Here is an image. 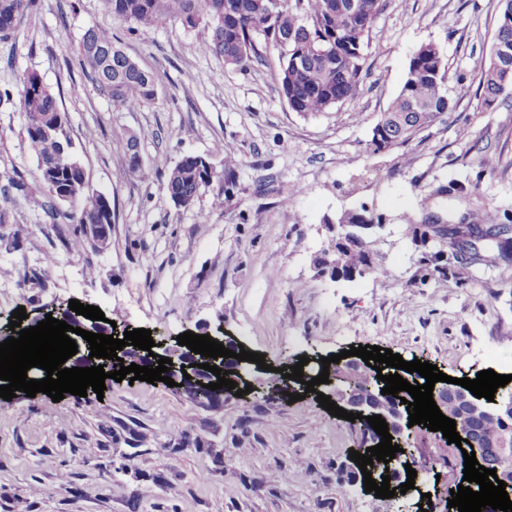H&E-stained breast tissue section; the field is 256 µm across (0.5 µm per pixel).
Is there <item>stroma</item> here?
Here are the masks:
<instances>
[{"label":"stroma","instance_id":"1","mask_svg":"<svg viewBox=\"0 0 512 512\" xmlns=\"http://www.w3.org/2000/svg\"><path fill=\"white\" fill-rule=\"evenodd\" d=\"M498 0H387L376 21L358 93L327 112H292L275 80L276 54L248 70L226 66L201 29L173 22L130 32L102 0H36L17 31L0 38V93L25 72L57 94L92 190L114 201L107 251L78 253L68 220L18 203L0 219V327L25 307L37 318L70 300L118 325L169 339L208 327L264 354L250 369L257 393L199 404L162 382L107 381L103 395L39 393L0 399V512H452L460 451L441 433L411 437L416 489L398 501L352 482L357 423L332 416L316 395L291 403L261 393L268 367L371 345L456 378L512 362V259L464 273L425 265L410 223L458 218L482 207L512 226V98L484 109L473 57L490 52ZM91 27L112 32L155 77L154 103L113 111L75 51ZM435 43L448 66L454 108L408 144L367 150L399 92L410 57ZM136 136L152 176L124 165L119 143ZM234 146L235 185L202 188L175 207L165 174L184 155L223 159ZM495 159L485 167L484 156ZM367 180H360L361 172ZM40 185L17 99L0 102V189ZM464 183L466 198L434 196ZM368 206L386 222L368 242L385 274L319 276L325 221ZM31 282L20 283V270ZM288 470V481L277 480Z\"/></svg>","mask_w":512,"mask_h":512}]
</instances>
